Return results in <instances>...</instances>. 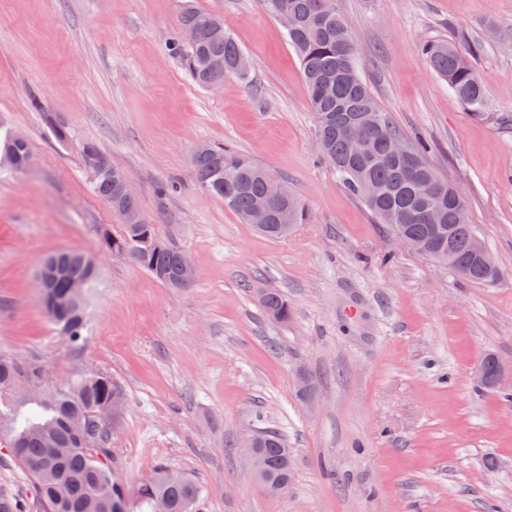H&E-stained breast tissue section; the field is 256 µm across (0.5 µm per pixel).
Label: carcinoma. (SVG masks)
Masks as SVG:
<instances>
[{
	"label": "carcinoma",
	"mask_w": 512,
	"mask_h": 512,
	"mask_svg": "<svg viewBox=\"0 0 512 512\" xmlns=\"http://www.w3.org/2000/svg\"><path fill=\"white\" fill-rule=\"evenodd\" d=\"M269 4L277 12L296 19V26L286 30L288 44L300 61L321 152L334 166L343 185L366 202L379 223L390 229L398 226L406 242L421 243L422 254L434 260L449 252L457 261L453 271L475 283L494 282L498 271L485 269L473 255L476 231L473 225L464 223L465 202L460 191L439 177L425 159L424 147L406 142L414 159L412 166L385 151L380 131L400 140L404 136L382 112L360 77L355 40L345 17L330 0H269ZM215 23L222 24L224 20L190 5L180 14L178 36L171 39L172 51L191 80L205 88L224 81L228 74L244 77L249 71L247 56L230 34H224L220 40L214 38ZM185 29L195 33L191 46L182 42L180 33ZM421 55L464 104L474 111L482 109L483 84L458 46L431 41L421 47ZM357 135L364 136L367 147L363 153L353 155L348 142ZM1 149L12 150L19 167L24 169L30 164L27 140L11 138L6 129H0ZM102 155L93 142L81 146L82 163L88 172ZM191 165L199 188L223 200L226 208L247 222L270 172L227 146L209 143L192 153ZM118 174L111 160H106L91 177L92 193L104 202L115 197ZM272 211L274 219L262 232L276 239L307 221L303 205L286 187ZM98 243L108 252L124 249L134 264L165 286L185 287L176 270V256L182 248L171 240H161L155 225L126 224L118 236L104 228ZM96 278L83 252L74 250L63 260V276L55 289L65 291L72 280H83L90 288ZM258 301L269 319L286 322L290 318L288 301L280 292L266 289ZM52 323L68 342L81 343L88 330L85 306L72 309L66 321L54 319ZM40 380L39 365L0 358V393L15 388L21 381L37 385ZM122 396V387L111 376L102 374L78 379L65 389L37 399L36 408L22 419L6 416L0 399V421L6 426L3 436L12 458L35 480L45 512H116L115 504L128 503L112 467L100 457L101 445L108 441L112 401ZM88 413L97 419L95 428L84 436L72 434L69 419ZM253 437L264 461L265 475L290 484L292 455L284 439L267 430L254 433ZM164 474L165 469H160L142 490V496L148 502L163 496L171 503L172 512H189L199 499L198 486L188 478L168 482Z\"/></svg>",
	"instance_id": "cac0c4a2"
}]
</instances>
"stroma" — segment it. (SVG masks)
<instances>
[{"label": "stroma", "mask_w": 512, "mask_h": 512, "mask_svg": "<svg viewBox=\"0 0 512 512\" xmlns=\"http://www.w3.org/2000/svg\"><path fill=\"white\" fill-rule=\"evenodd\" d=\"M188 2L223 18L248 79L208 89L188 77L166 48ZM336 4L362 79L460 190L499 279L466 281L405 246L339 181L267 0H0V117L32 150L26 173L0 169V357L40 364L46 391L93 372L123 387L111 466L133 501L164 466L197 483L200 512H512V0ZM432 40L467 47L482 115L426 66ZM50 116L68 141H55ZM86 141L133 180L158 236L186 250L193 287L99 254L100 229L118 235L123 222L89 189ZM201 143L270 170L308 222L283 239L241 223L197 186ZM71 249L99 255L90 334L76 347L37 284L42 260ZM267 288L287 297L288 322L263 313ZM490 356L502 380L481 389ZM263 429L294 456L278 496L250 478L240 447ZM1 494L43 512L0 444Z\"/></svg>", "instance_id": "1"}]
</instances>
